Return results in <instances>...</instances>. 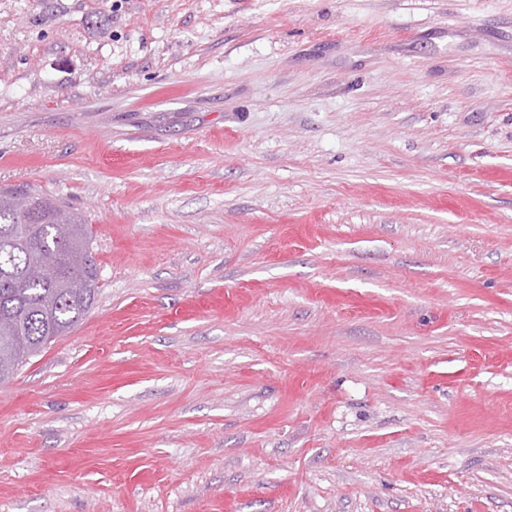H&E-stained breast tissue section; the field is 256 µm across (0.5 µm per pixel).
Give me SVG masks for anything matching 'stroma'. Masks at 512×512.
<instances>
[{
  "label": "stroma",
  "mask_w": 512,
  "mask_h": 512,
  "mask_svg": "<svg viewBox=\"0 0 512 512\" xmlns=\"http://www.w3.org/2000/svg\"><path fill=\"white\" fill-rule=\"evenodd\" d=\"M15 185L101 289L0 512H512V0H0Z\"/></svg>",
  "instance_id": "stroma-1"
}]
</instances>
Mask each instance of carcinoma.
I'll use <instances>...</instances> for the list:
<instances>
[{"mask_svg": "<svg viewBox=\"0 0 512 512\" xmlns=\"http://www.w3.org/2000/svg\"><path fill=\"white\" fill-rule=\"evenodd\" d=\"M29 202L27 213L16 201ZM99 291L88 225L27 187L0 189V382L66 335Z\"/></svg>", "mask_w": 512, "mask_h": 512, "instance_id": "cac0c4a2", "label": "carcinoma"}]
</instances>
